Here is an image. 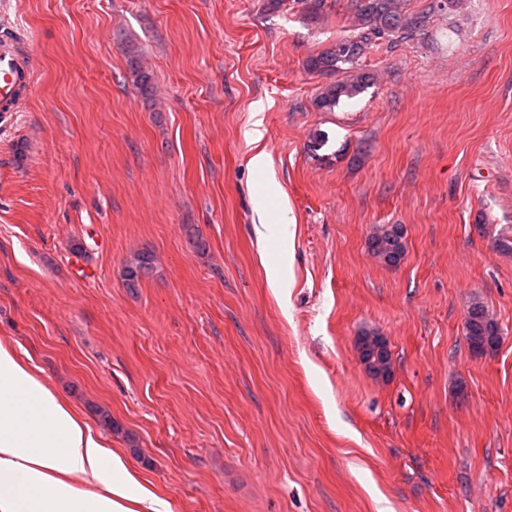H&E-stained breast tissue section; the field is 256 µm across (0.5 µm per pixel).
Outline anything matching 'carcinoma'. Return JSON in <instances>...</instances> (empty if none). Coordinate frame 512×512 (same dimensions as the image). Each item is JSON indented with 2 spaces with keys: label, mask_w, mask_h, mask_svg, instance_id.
Segmentation results:
<instances>
[{
  "label": "carcinoma",
  "mask_w": 512,
  "mask_h": 512,
  "mask_svg": "<svg viewBox=\"0 0 512 512\" xmlns=\"http://www.w3.org/2000/svg\"><path fill=\"white\" fill-rule=\"evenodd\" d=\"M354 2L353 33L337 40L334 44L310 55L305 63L306 70L316 76L345 74L340 80L324 84L316 99L318 109L332 112L344 99L361 94L374 81V76L359 70L356 63L364 54L371 39L401 37L423 26L425 16L413 14L407 9L408 0H352ZM134 83L146 93L151 88V76L138 64L139 53L130 47L127 50ZM155 255L150 251L133 254L123 268L126 287L135 288L154 275ZM464 332L470 348L482 352L486 347L498 343L499 329L483 305L473 304L466 315Z\"/></svg>",
  "instance_id": "carcinoma-1"
}]
</instances>
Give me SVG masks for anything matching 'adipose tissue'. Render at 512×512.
<instances>
[{
	"mask_svg": "<svg viewBox=\"0 0 512 512\" xmlns=\"http://www.w3.org/2000/svg\"><path fill=\"white\" fill-rule=\"evenodd\" d=\"M0 512H174L14 344L0 340Z\"/></svg>",
	"mask_w": 512,
	"mask_h": 512,
	"instance_id": "obj_1",
	"label": "adipose tissue"
}]
</instances>
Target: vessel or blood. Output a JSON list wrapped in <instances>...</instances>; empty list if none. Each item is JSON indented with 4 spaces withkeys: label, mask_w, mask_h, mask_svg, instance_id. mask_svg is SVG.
<instances>
[{
    "label": "vessel or blood",
    "mask_w": 512,
    "mask_h": 512,
    "mask_svg": "<svg viewBox=\"0 0 512 512\" xmlns=\"http://www.w3.org/2000/svg\"><path fill=\"white\" fill-rule=\"evenodd\" d=\"M36 55L12 37L0 36V113L18 111L35 88Z\"/></svg>",
    "instance_id": "obj_1"
}]
</instances>
